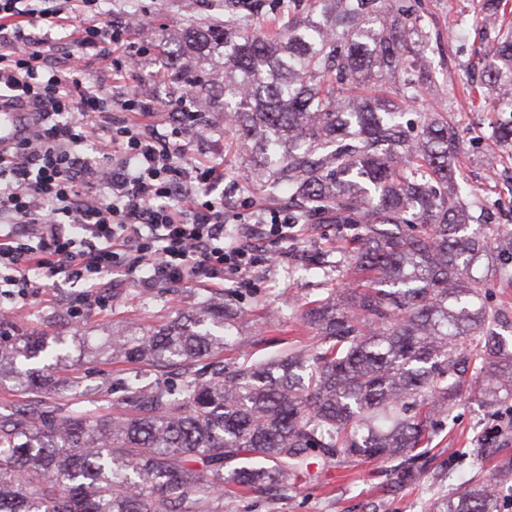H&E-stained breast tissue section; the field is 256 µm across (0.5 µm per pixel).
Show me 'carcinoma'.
<instances>
[{"label": "carcinoma", "instance_id": "cac0c4a2", "mask_svg": "<svg viewBox=\"0 0 512 512\" xmlns=\"http://www.w3.org/2000/svg\"><path fill=\"white\" fill-rule=\"evenodd\" d=\"M511 1L486 0L483 17L495 33L484 85L510 113L512 32L498 18ZM424 49L417 18L393 0H312L262 31L236 12L181 30L179 57L224 58V127L253 143L271 190L292 191L288 220L357 228L365 285L304 311L320 348L243 353L228 371L213 361L224 305L102 336L19 334L0 317V386L29 398L0 413V512H221L229 484L286 491L314 476L312 460L339 457L397 461L396 480L416 483L418 449L450 404L475 389L490 406L512 399V353L495 331L508 321L469 274L488 252L469 231L488 201L454 186V128L423 115L411 136L397 121L431 88L413 77ZM492 136L512 154V119ZM75 350L155 378H123L120 414L51 411L43 395ZM508 479H474L426 512H501Z\"/></svg>", "mask_w": 512, "mask_h": 512}]
</instances>
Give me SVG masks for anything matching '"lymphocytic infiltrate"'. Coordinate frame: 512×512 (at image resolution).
Segmentation results:
<instances>
[{
	"label": "lymphocytic infiltrate",
	"instance_id": "1",
	"mask_svg": "<svg viewBox=\"0 0 512 512\" xmlns=\"http://www.w3.org/2000/svg\"><path fill=\"white\" fill-rule=\"evenodd\" d=\"M97 3L80 0L91 15L76 19L60 0H0V107L26 111L19 138L0 147V299L79 282L77 318L111 306L117 270L147 291L224 280L251 290L252 269L305 225L277 216L227 228L223 164L189 162L179 143L199 113L160 116L135 88L152 53L126 42L145 18ZM90 58L133 87L117 97L91 82Z\"/></svg>",
	"mask_w": 512,
	"mask_h": 512
}]
</instances>
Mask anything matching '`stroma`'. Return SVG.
<instances>
[{"instance_id":"stroma-1","label":"stroma","mask_w":512,"mask_h":512,"mask_svg":"<svg viewBox=\"0 0 512 512\" xmlns=\"http://www.w3.org/2000/svg\"><path fill=\"white\" fill-rule=\"evenodd\" d=\"M414 11L429 41L425 65L416 79L432 78L437 90L408 105L402 117L404 128L415 132L419 113L447 116L462 137V148L454 163L458 183L466 185L497 207L492 212L496 224L512 225V194L504 188L505 171L512 160L490 139V123L499 115L490 99L473 101L470 86L479 85L483 54L488 45L479 32L481 0H395ZM311 0H248V19L258 26L281 25L289 14H305ZM100 11L140 14L146 27L130 32L134 46L144 44L174 50L182 27L193 21L221 19L222 0H100ZM156 80L141 84L142 93L156 98L161 111L182 105L185 84L176 78L170 58H162ZM205 136H189L185 144L190 160H209L224 165V216L227 223H238L243 199H250L259 218L288 210V191H270L245 173L249 141L226 132L223 99L212 96ZM355 233L348 226L315 224L301 240L281 244V257L275 265L254 270L256 287L235 300L229 318L230 335L240 337L239 345L224 351L225 364H232L245 351L270 355L316 345V331L303 326L301 312L313 301L325 298L342 283L356 281L350 266L346 241ZM78 291L76 285L58 281L40 289L37 295L17 305L12 312L15 324L30 333L55 330L67 316V298ZM219 286L157 289L145 292L135 285L120 289L119 298L106 310H91L82 317L89 335H101L104 328L134 324L161 326L178 314H192L204 302H220ZM128 363L103 364L86 357L79 361L74 375L79 387L64 394L46 395L51 407H64L75 401L91 406L111 407L120 395L118 381L131 371ZM425 477L415 486L398 485L390 464L357 458H340L335 463L312 465V478L295 481L285 495L260 492L228 493L224 512H425L428 504L453 493L471 480L476 472L490 477L506 457H512V403L489 408L470 395L449 410L441 429L427 447Z\"/></svg>"}]
</instances>
